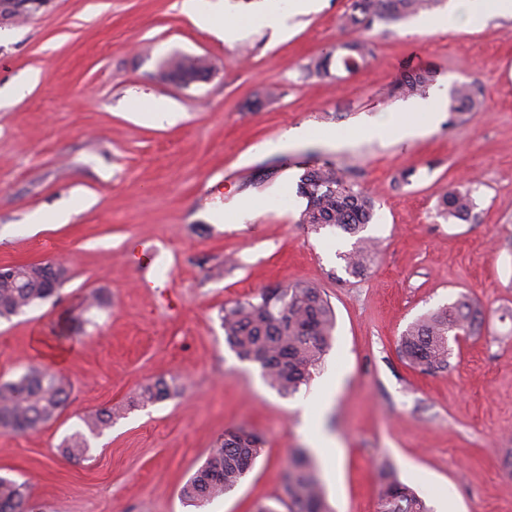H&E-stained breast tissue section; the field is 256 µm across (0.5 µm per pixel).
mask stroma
Here are the masks:
<instances>
[{"label":"stroma","mask_w":512,"mask_h":512,"mask_svg":"<svg viewBox=\"0 0 512 512\" xmlns=\"http://www.w3.org/2000/svg\"><path fill=\"white\" fill-rule=\"evenodd\" d=\"M241 32L232 44L199 28L181 0H13L0 16V265L53 261L57 296L0 319V382L28 368L70 387L61 414L38 429L0 432V475L24 483L38 512H253L284 494L290 449L317 448V475L335 512H378L376 464H394L432 512H512V18L451 30L401 23L363 32L372 55L357 71L305 77L310 58L351 40L350 0L290 16L292 0H209ZM290 28L279 31L282 16ZM208 57L212 77L164 79L176 55ZM432 67L417 98L394 93L405 67ZM476 83L483 111H448L452 89ZM276 88L279 98L263 97ZM415 112L428 134L369 136L391 114ZM348 168L370 188L364 233L379 254L360 276L341 258L354 236L300 221L305 164ZM473 192L469 220L445 219L442 197ZM73 211L66 224L33 214ZM155 242L173 303L139 286L132 241ZM320 288L336 313L322 365L298 394L270 388L258 364L227 345L225 308L276 284ZM99 295L91 323L56 334ZM476 300L479 335L460 340L446 370L426 373L399 352L424 313ZM339 390L303 419L322 379ZM174 381L147 406L138 390ZM118 412L90 458L61 457L87 415ZM263 440L246 478L203 508L181 489L225 432ZM336 447L318 449L321 438Z\"/></svg>","instance_id":"obj_1"}]
</instances>
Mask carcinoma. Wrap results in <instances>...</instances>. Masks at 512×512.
Here are the masks:
<instances>
[{
  "label": "carcinoma",
  "mask_w": 512,
  "mask_h": 512,
  "mask_svg": "<svg viewBox=\"0 0 512 512\" xmlns=\"http://www.w3.org/2000/svg\"><path fill=\"white\" fill-rule=\"evenodd\" d=\"M442 0H352L342 17V28L357 32L375 23H399ZM336 65L350 72L372 54L369 44L356 38L338 46ZM309 77L331 76L328 57L311 59L305 66ZM213 73L212 64L201 58L174 55L162 65V76L187 85ZM433 82L431 70L412 69L398 80L393 91L404 97L424 96ZM482 100L470 84L450 93L448 112L462 116L479 112ZM297 193L306 199L300 223L314 230L336 227L356 236L352 249L340 254L346 269L362 274L373 261L372 240L360 235L376 214L375 197L357 187L348 173L331 162L307 167L297 184ZM441 213L448 219L466 221L475 202L471 191L451 189L441 202ZM23 277L0 275V318L8 319L51 298L68 279L63 266L26 263L19 266ZM482 311L465 295L432 310L404 331L400 353L423 372L448 368L449 340L459 342L480 329ZM224 336L229 347L242 360L260 365L268 385L291 396L308 384L313 370L324 359L336 327L335 312L320 289L303 282L261 290L254 297L239 301L224 310ZM177 393L176 387L158 380L141 389L143 405L165 400ZM68 397L64 379L45 370L32 369L19 379L0 383V431L25 432L54 419ZM92 434L112 424V411L100 410L84 420ZM62 457L80 462L88 459L89 443L81 431L67 436L58 447ZM262 451V440L239 428L224 435L205 464L183 488L185 500L202 507L212 498L233 491L250 472ZM379 512H430V507L412 488L403 483L387 460L378 467ZM288 499L259 504L255 512H332L307 448L295 449L288 460ZM0 512H34L25 485L0 476Z\"/></svg>",
  "instance_id": "obj_1"
}]
</instances>
